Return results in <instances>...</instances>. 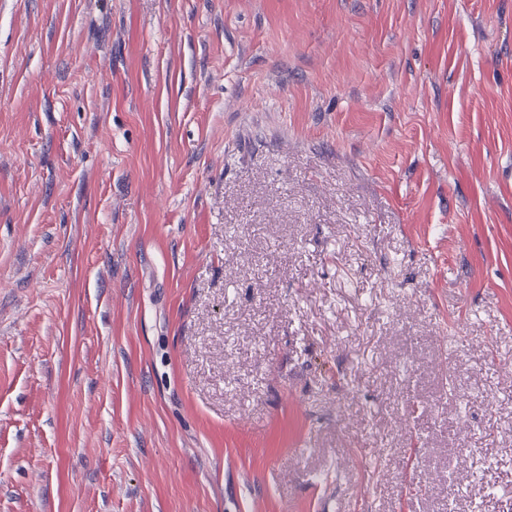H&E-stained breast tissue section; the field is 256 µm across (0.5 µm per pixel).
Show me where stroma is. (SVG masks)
Segmentation results:
<instances>
[{
    "label": "stroma",
    "instance_id": "1",
    "mask_svg": "<svg viewBox=\"0 0 512 512\" xmlns=\"http://www.w3.org/2000/svg\"><path fill=\"white\" fill-rule=\"evenodd\" d=\"M512 512V0H0V512Z\"/></svg>",
    "mask_w": 512,
    "mask_h": 512
}]
</instances>
